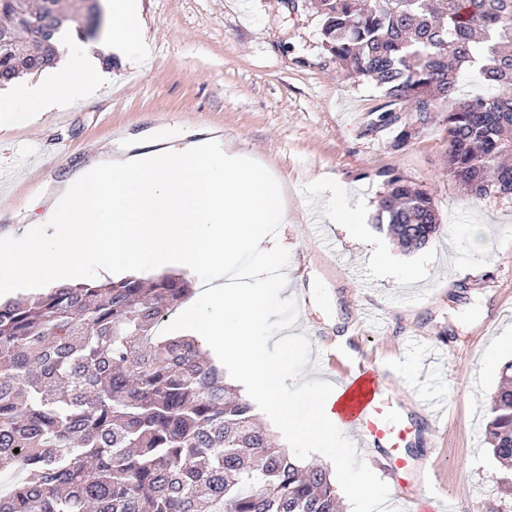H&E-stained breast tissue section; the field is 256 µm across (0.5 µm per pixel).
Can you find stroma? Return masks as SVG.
I'll return each instance as SVG.
<instances>
[{
    "label": "stroma",
    "instance_id": "35a3bbf8",
    "mask_svg": "<svg viewBox=\"0 0 512 512\" xmlns=\"http://www.w3.org/2000/svg\"><path fill=\"white\" fill-rule=\"evenodd\" d=\"M140 15L141 65L103 70L84 98L0 130L11 145L0 170L22 155L39 160L32 179L0 200V237L44 224L63 183L106 153L216 136L259 157L286 191L278 234L290 252L286 294L300 305L292 334L308 336L311 360L335 350L389 368L384 393L418 435L404 454L405 492L419 493L432 460L454 512H500L506 471L485 428L489 396L512 361V349L495 348L512 336V200L475 202L451 182L442 122L399 148L395 130H372L385 99L331 59L309 0H140ZM384 169L432 194L442 228L425 247L403 250L374 228ZM333 196L394 264L367 251L350 223L334 222ZM477 224L490 240L482 253L469 243ZM423 376L446 399V424L428 416Z\"/></svg>",
    "mask_w": 512,
    "mask_h": 512
}]
</instances>
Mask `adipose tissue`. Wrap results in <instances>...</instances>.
<instances>
[{
	"label": "adipose tissue",
	"mask_w": 512,
	"mask_h": 512,
	"mask_svg": "<svg viewBox=\"0 0 512 512\" xmlns=\"http://www.w3.org/2000/svg\"><path fill=\"white\" fill-rule=\"evenodd\" d=\"M108 10L112 19V43L123 54L133 55L140 50V31L137 22L136 0H110ZM95 54L81 42H74L64 67L55 70L47 79L18 84L8 98L0 99V127L35 118L52 111L60 104L81 97L96 78Z\"/></svg>",
	"instance_id": "ef3b65f1"
}]
</instances>
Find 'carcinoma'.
<instances>
[{
  "mask_svg": "<svg viewBox=\"0 0 512 512\" xmlns=\"http://www.w3.org/2000/svg\"><path fill=\"white\" fill-rule=\"evenodd\" d=\"M322 44L386 99L374 127L400 147L435 121L448 176L475 200L512 199V0H310ZM58 0H0V85L57 57ZM40 17L43 40L28 24ZM475 70L491 97H458ZM375 228L406 250L439 231L431 194L392 170ZM181 275L52 288L0 303V512H339L328 469L302 466L192 337L159 325L190 295ZM494 457L512 465V363L493 393ZM19 452H14V449Z\"/></svg>",
  "mask_w": 512,
  "mask_h": 512,
  "instance_id": "obj_1",
  "label": "carcinoma"
}]
</instances>
